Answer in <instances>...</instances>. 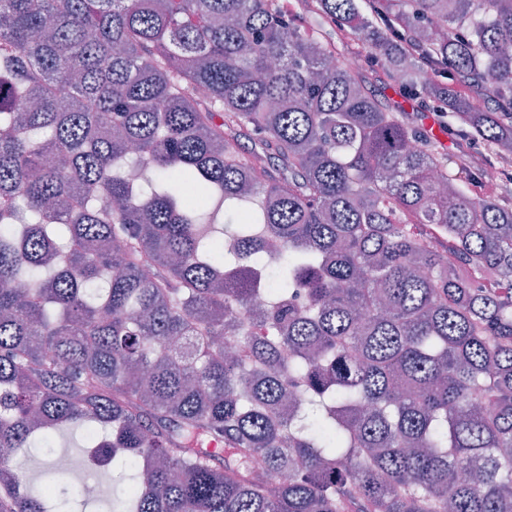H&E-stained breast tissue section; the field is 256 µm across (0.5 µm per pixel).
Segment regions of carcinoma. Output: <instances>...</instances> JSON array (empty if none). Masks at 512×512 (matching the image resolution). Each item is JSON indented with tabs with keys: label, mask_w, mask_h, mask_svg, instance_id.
Returning a JSON list of instances; mask_svg holds the SVG:
<instances>
[{
	"label": "carcinoma",
	"mask_w": 512,
	"mask_h": 512,
	"mask_svg": "<svg viewBox=\"0 0 512 512\" xmlns=\"http://www.w3.org/2000/svg\"><path fill=\"white\" fill-rule=\"evenodd\" d=\"M374 2L0 0V512H512V0ZM361 71L369 82L373 94L381 101L391 105H402L407 111L405 116L414 127L423 130L427 121H431L436 126L437 123L439 124L440 118L435 111L428 106H421L419 100L408 98L411 101H407L404 98L408 94L407 91L400 88L398 83L391 82L373 58H362ZM451 128L453 130H451ZM448 125V134L446 135V141H443L444 146L452 153L455 158L462 162H469L481 158L484 155L483 146L479 142H475L473 145L470 141L463 140L458 132ZM58 448L71 455L72 470L62 459L50 461L54 472L58 475H70L65 479H60L57 475L49 474V465L46 459L38 454H32L27 458L26 466L30 474L32 484L39 487L47 479L53 477L57 482L80 483L85 477L90 466L89 450L84 447V430L80 427L71 428L65 431L57 438ZM97 490V484L92 478L85 477L81 484V492L88 496H94Z\"/></svg>",
	"instance_id": "carcinoma-1"
}]
</instances>
